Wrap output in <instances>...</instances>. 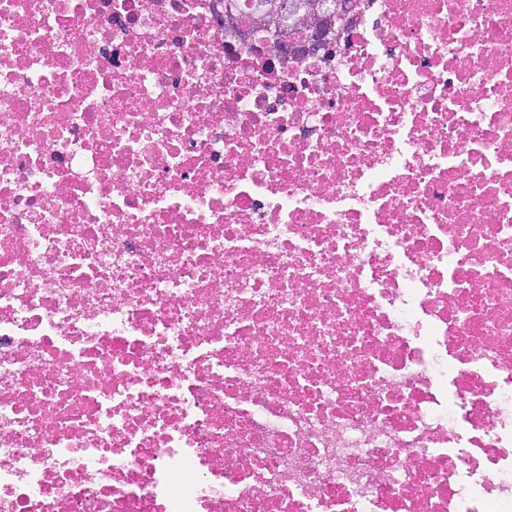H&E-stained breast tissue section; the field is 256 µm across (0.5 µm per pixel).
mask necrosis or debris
Instances as JSON below:
<instances>
[{"instance_id":"obj_1","label":"necrosis or debris","mask_w":512,"mask_h":512,"mask_svg":"<svg viewBox=\"0 0 512 512\" xmlns=\"http://www.w3.org/2000/svg\"><path fill=\"white\" fill-rule=\"evenodd\" d=\"M0 512H512V0H0ZM226 1H231L230 7L234 13L241 19L242 22L253 20L255 17V7L258 0H222V9L224 4V11ZM306 11L301 13L300 8L296 9L294 1L280 0L263 2V8L260 11V16L255 17L254 21L250 23L249 27L242 28V31L249 34L251 26L266 27L265 23H269V19H263L261 15L271 16L275 18L280 17L281 20L288 18L289 26L298 30L301 38L308 37L310 46L317 47L322 40V26L318 25L321 17H324L329 12H340L346 9L349 4L344 0H315L306 2ZM315 16L309 19L310 16ZM309 19V20H308ZM242 22L239 26H242Z\"/></svg>"}]
</instances>
